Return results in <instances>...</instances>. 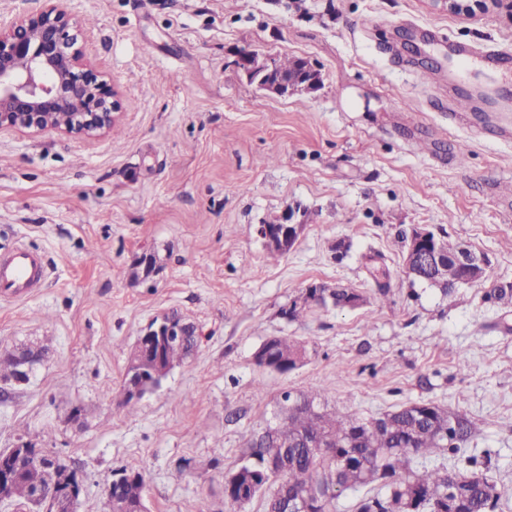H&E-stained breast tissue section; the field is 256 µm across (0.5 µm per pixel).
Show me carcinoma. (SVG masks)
Returning <instances> with one entry per match:
<instances>
[{"mask_svg": "<svg viewBox=\"0 0 512 512\" xmlns=\"http://www.w3.org/2000/svg\"><path fill=\"white\" fill-rule=\"evenodd\" d=\"M433 236L448 250V263L438 279L431 273L414 279L438 285L448 293L485 275L480 255L468 252L471 263L462 265L456 260L457 247L441 234ZM484 301L511 308L512 283L486 291ZM365 303L364 295L353 288H333L328 300L306 290L284 315L297 320L314 307L331 304L353 309ZM198 345L199 336L194 332L179 344L165 346L164 357L179 364L193 355ZM266 351L272 360L287 364L288 371L302 365L309 354L303 343L285 336L269 339ZM283 397L298 405L274 429L254 435L249 459L224 486L229 504L242 497L249 502L259 498L261 512H287L289 499L306 497L311 512H335L336 499L362 490L354 512H497L503 491L488 475V453L463 458V466L457 469L434 466L412 470L413 461L424 454L460 456L473 433L466 415L421 402L379 417L360 418L340 415L321 404L319 390L286 391ZM315 438L324 440L323 447H308L307 442ZM23 468L16 490L20 504L38 478L33 465L25 462ZM126 474L134 480L103 491L102 512H121L123 504L142 491L144 474L137 470Z\"/></svg>", "mask_w": 512, "mask_h": 512, "instance_id": "carcinoma-1", "label": "carcinoma"}]
</instances>
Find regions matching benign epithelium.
<instances>
[{
  "mask_svg": "<svg viewBox=\"0 0 512 512\" xmlns=\"http://www.w3.org/2000/svg\"><path fill=\"white\" fill-rule=\"evenodd\" d=\"M66 2L44 0L40 11L13 20L6 30L0 29V130H54L91 139L109 132L121 112L117 88L86 60L78 41L76 18ZM441 2L451 13L472 15L484 11L493 0ZM237 65L249 82L281 97L314 91L321 83L319 71L307 61L289 78L278 74L274 55L265 56L264 66L259 68L253 52L241 50ZM295 214L291 208L286 210L278 224L260 225L258 234L273 249H290L303 228ZM444 255L446 250L437 239L419 227L409 235L405 268L411 274L413 265L422 264L432 272L442 268ZM187 333V324L172 316L148 324L137 340L142 367L127 376L124 394L139 398L149 383L147 375L157 377L169 372V367L163 365L161 346L179 342ZM14 356L20 364L16 382L25 383L40 358L26 350ZM0 455L16 456L22 462L31 459L37 465L43 481L34 486L29 501H41L51 512H75L84 491L77 468L55 454L32 452L26 446L3 449ZM17 482L15 471L0 469V504L12 501Z\"/></svg>",
  "mask_w": 512,
  "mask_h": 512,
  "instance_id": "benign-epithelium-1",
  "label": "benign epithelium"
}]
</instances>
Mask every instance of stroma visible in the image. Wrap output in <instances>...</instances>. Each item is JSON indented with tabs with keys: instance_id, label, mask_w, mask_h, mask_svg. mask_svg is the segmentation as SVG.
<instances>
[{
	"instance_id": "1",
	"label": "stroma",
	"mask_w": 512,
	"mask_h": 512,
	"mask_svg": "<svg viewBox=\"0 0 512 512\" xmlns=\"http://www.w3.org/2000/svg\"><path fill=\"white\" fill-rule=\"evenodd\" d=\"M95 69L122 91L112 132L82 140L0 131V255H42L45 280L0 299V353H44L27 382H0V449L30 444L81 469L77 512H98L113 470L146 473L148 512L233 508L224 478L272 422L284 391H323L343 414L429 402L466 414L469 451L512 512V138L481 92L512 78L471 67V127L448 119L452 48L512 51V0L472 17L434 0H71ZM288 54L321 75L278 97L247 82L240 50ZM296 209L304 227L271 256L258 225ZM424 226L488 256L485 283L450 296L413 280L402 234ZM390 269L379 298L370 255ZM312 283L364 306L284 311ZM177 313L197 351L119 403L142 330ZM307 345L278 373L255 354ZM265 346L273 361L287 364L285 371H291L302 365L309 354L303 343L285 336H275L267 340L261 347Z\"/></svg>"
}]
</instances>
